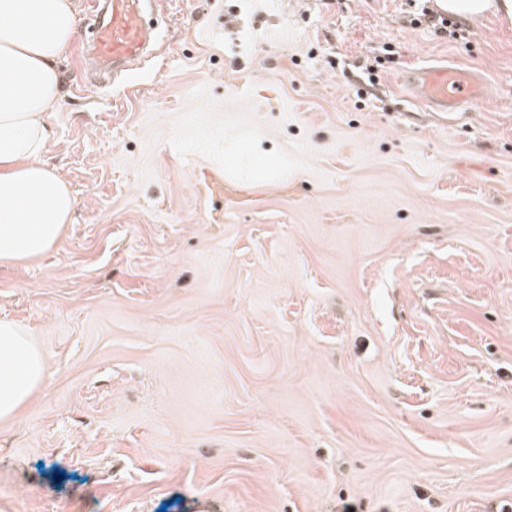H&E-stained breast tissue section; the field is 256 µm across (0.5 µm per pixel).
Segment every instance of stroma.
<instances>
[{"label": "stroma", "mask_w": 512, "mask_h": 512, "mask_svg": "<svg viewBox=\"0 0 512 512\" xmlns=\"http://www.w3.org/2000/svg\"><path fill=\"white\" fill-rule=\"evenodd\" d=\"M433 7L161 0V55L115 79L69 46L73 222L0 263L46 358L0 512L512 503V15ZM442 66L486 86L465 113L406 90Z\"/></svg>", "instance_id": "stroma-1"}]
</instances>
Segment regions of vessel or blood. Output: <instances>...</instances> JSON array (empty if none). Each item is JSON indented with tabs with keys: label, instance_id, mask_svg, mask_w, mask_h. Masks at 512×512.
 <instances>
[{
	"label": "vessel or blood",
	"instance_id": "b4317fda",
	"mask_svg": "<svg viewBox=\"0 0 512 512\" xmlns=\"http://www.w3.org/2000/svg\"><path fill=\"white\" fill-rule=\"evenodd\" d=\"M158 0H92L91 11L102 12L91 38L90 50L103 67L132 64L148 58L156 31L145 15ZM408 84L421 102L455 113L482 97L478 83L467 73L449 68H421L409 72Z\"/></svg>",
	"mask_w": 512,
	"mask_h": 512
}]
</instances>
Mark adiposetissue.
Returning a JSON list of instances; mask_svg holds the SVG:
<instances>
[{"label": "adipose tissue", "instance_id": "adipose-tissue-1", "mask_svg": "<svg viewBox=\"0 0 512 512\" xmlns=\"http://www.w3.org/2000/svg\"><path fill=\"white\" fill-rule=\"evenodd\" d=\"M74 0H0V262L22 264L51 250L72 223L74 194L42 159L47 123L62 98L57 67L71 44ZM41 351L19 324L0 320V419L40 385Z\"/></svg>", "mask_w": 512, "mask_h": 512}]
</instances>
